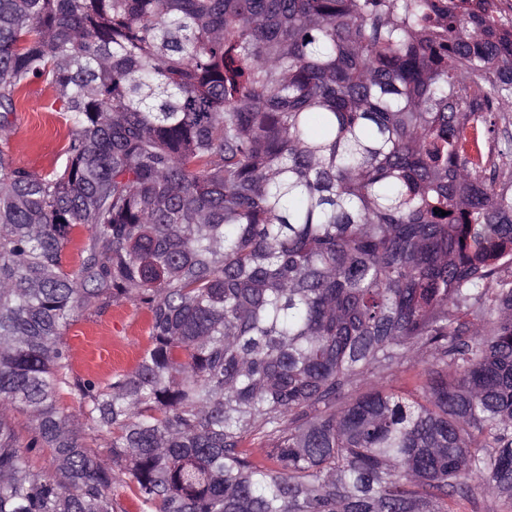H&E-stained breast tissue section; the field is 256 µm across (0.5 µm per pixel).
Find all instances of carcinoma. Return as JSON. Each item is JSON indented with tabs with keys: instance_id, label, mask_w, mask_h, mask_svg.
<instances>
[{
	"instance_id": "obj_1",
	"label": "carcinoma",
	"mask_w": 512,
	"mask_h": 512,
	"mask_svg": "<svg viewBox=\"0 0 512 512\" xmlns=\"http://www.w3.org/2000/svg\"><path fill=\"white\" fill-rule=\"evenodd\" d=\"M33 83L45 174L9 151ZM508 112L497 0H0V512L512 500ZM122 300L135 369L75 375L64 331ZM54 109L52 95L42 84H32L21 93L10 137L16 165L45 173L62 162L69 126Z\"/></svg>"
}]
</instances>
